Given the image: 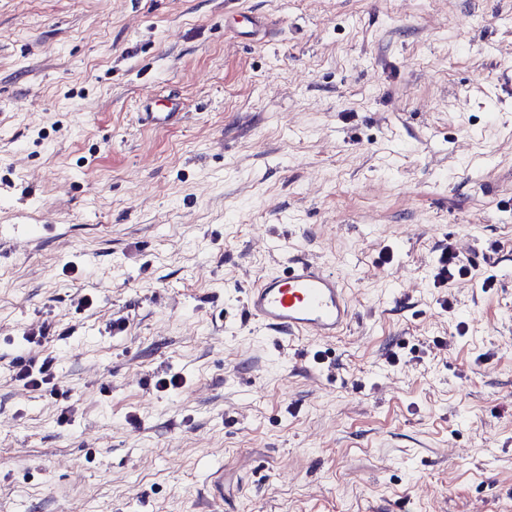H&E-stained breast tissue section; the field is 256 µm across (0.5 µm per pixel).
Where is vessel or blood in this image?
<instances>
[{
	"label": "vessel or blood",
	"instance_id": "1",
	"mask_svg": "<svg viewBox=\"0 0 512 512\" xmlns=\"http://www.w3.org/2000/svg\"><path fill=\"white\" fill-rule=\"evenodd\" d=\"M246 310L268 329L320 339L336 337L352 318L338 276L321 265L294 260L283 273L250 288Z\"/></svg>",
	"mask_w": 512,
	"mask_h": 512
}]
</instances>
